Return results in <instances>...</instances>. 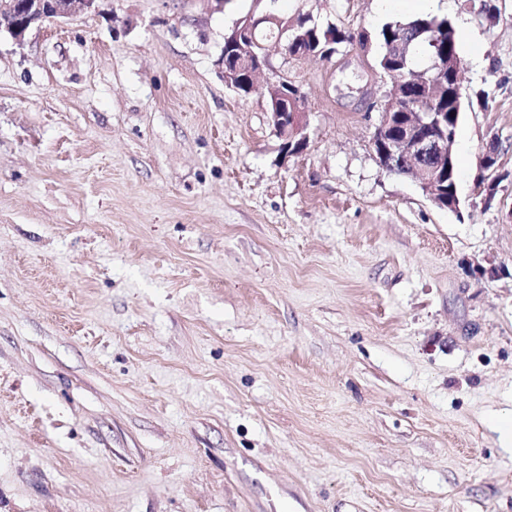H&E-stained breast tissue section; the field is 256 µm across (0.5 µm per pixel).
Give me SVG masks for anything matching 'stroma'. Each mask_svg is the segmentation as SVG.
<instances>
[{
    "label": "stroma",
    "instance_id": "obj_1",
    "mask_svg": "<svg viewBox=\"0 0 512 512\" xmlns=\"http://www.w3.org/2000/svg\"><path fill=\"white\" fill-rule=\"evenodd\" d=\"M251 11L419 14L102 0L0 38V512H512V0L436 12L476 43L457 214L379 168L355 45L270 47L309 114L283 158L217 67Z\"/></svg>",
    "mask_w": 512,
    "mask_h": 512
}]
</instances>
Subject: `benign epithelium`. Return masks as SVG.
Segmentation results:
<instances>
[{
    "label": "benign epithelium",
    "instance_id": "obj_1",
    "mask_svg": "<svg viewBox=\"0 0 512 512\" xmlns=\"http://www.w3.org/2000/svg\"><path fill=\"white\" fill-rule=\"evenodd\" d=\"M98 11V0H0V33L8 34L16 43L24 42L27 33L46 23L56 22L83 12ZM273 22L279 33H288L299 40L300 22L288 20L272 13L257 14L250 12L245 22H236L231 33L224 34V43L240 47L235 69L222 70L224 81L234 84L241 71L249 75H259L270 68L269 54L254 60V52L242 41L249 37L263 23ZM463 60L452 51L436 61V77L443 80L448 75L451 89L448 99L459 106L463 94L455 91L456 83L461 80ZM288 78L277 76L263 85L261 94L266 98L267 106H275L285 97ZM379 124L377 129L386 132V136L372 139L375 159L381 170L391 173H405L416 181L425 196L437 207L449 211L460 210L458 194H445L440 191V180L449 173L452 165L451 142L453 133L446 130L448 114L445 112H427L425 107L414 101L408 85L394 81L380 100ZM269 121L274 132L283 141V152L288 158L301 154L308 145L306 129L308 112H271Z\"/></svg>",
    "mask_w": 512,
    "mask_h": 512
}]
</instances>
